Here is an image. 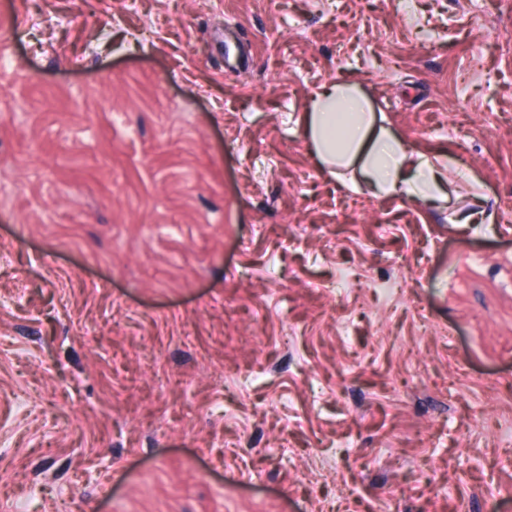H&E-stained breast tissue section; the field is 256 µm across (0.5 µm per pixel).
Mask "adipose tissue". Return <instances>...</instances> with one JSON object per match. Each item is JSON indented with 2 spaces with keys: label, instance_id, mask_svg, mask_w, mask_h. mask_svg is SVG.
Masks as SVG:
<instances>
[{
  "label": "adipose tissue",
  "instance_id": "1",
  "mask_svg": "<svg viewBox=\"0 0 512 512\" xmlns=\"http://www.w3.org/2000/svg\"><path fill=\"white\" fill-rule=\"evenodd\" d=\"M303 123L330 176L351 170V188L366 186L377 197L425 194L447 201L441 167L422 153L410 158L396 132L375 127L373 112L354 88L340 84L322 88Z\"/></svg>",
  "mask_w": 512,
  "mask_h": 512
}]
</instances>
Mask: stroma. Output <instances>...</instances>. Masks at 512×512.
I'll list each match as a JSON object with an SVG mask.
<instances>
[{
	"mask_svg": "<svg viewBox=\"0 0 512 512\" xmlns=\"http://www.w3.org/2000/svg\"><path fill=\"white\" fill-rule=\"evenodd\" d=\"M0 512H512V0H0ZM305 134L330 176L342 179L338 168L352 172L350 188L361 182L376 197L428 194L430 199L449 201L442 187V168L418 153L415 161L399 135L374 126L363 96L346 85L323 87L303 119ZM358 164L359 168L354 169ZM336 167V169H335Z\"/></svg>",
	"mask_w": 512,
	"mask_h": 512,
	"instance_id": "35a3bbf8",
	"label": "stroma"
}]
</instances>
